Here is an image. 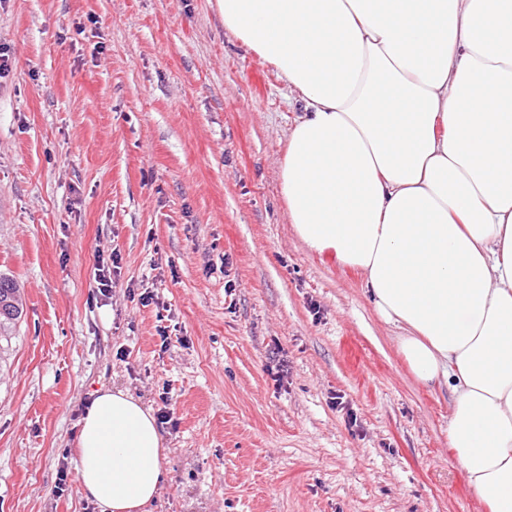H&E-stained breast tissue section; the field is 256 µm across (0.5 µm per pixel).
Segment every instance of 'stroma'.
Here are the masks:
<instances>
[{
  "instance_id": "35a3bbf8",
  "label": "stroma",
  "mask_w": 512,
  "mask_h": 512,
  "mask_svg": "<svg viewBox=\"0 0 512 512\" xmlns=\"http://www.w3.org/2000/svg\"><path fill=\"white\" fill-rule=\"evenodd\" d=\"M0 43V512H100L77 437L112 388L173 410L151 512H487L451 386L289 223L301 107L216 0H0ZM22 314V303L16 284L0 277V333L8 330Z\"/></svg>"
}]
</instances>
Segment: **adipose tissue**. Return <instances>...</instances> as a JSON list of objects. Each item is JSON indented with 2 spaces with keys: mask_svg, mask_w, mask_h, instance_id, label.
Listing matches in <instances>:
<instances>
[{
  "mask_svg": "<svg viewBox=\"0 0 512 512\" xmlns=\"http://www.w3.org/2000/svg\"><path fill=\"white\" fill-rule=\"evenodd\" d=\"M224 28L303 103L280 165L288 220L359 270L415 378L455 381L449 445L489 512H512V0H217ZM152 411L99 391L81 495L146 512Z\"/></svg>",
  "mask_w": 512,
  "mask_h": 512,
  "instance_id": "adipose-tissue-1",
  "label": "adipose tissue"
}]
</instances>
